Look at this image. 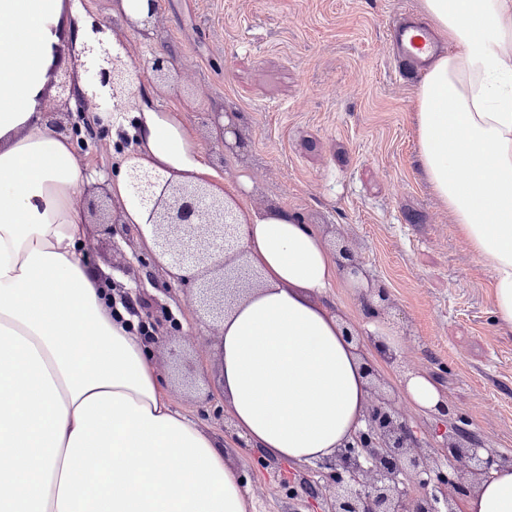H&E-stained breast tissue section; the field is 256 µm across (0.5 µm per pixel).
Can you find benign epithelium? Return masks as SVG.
Wrapping results in <instances>:
<instances>
[{
	"label": "benign epithelium",
	"mask_w": 512,
	"mask_h": 512,
	"mask_svg": "<svg viewBox=\"0 0 512 512\" xmlns=\"http://www.w3.org/2000/svg\"><path fill=\"white\" fill-rule=\"evenodd\" d=\"M90 64L84 68L89 91L78 98L77 116L71 115L70 98H50L44 112L58 135L74 133V121L82 124L86 137L101 152H109L107 142L97 138L98 114L118 110L134 95L139 74L133 50L121 44V51L108 47H85ZM151 71L157 87L170 80L192 81V71L182 61L154 59ZM231 124L224 125V119ZM234 115L215 112L211 117L208 143L224 148V129L238 133ZM143 180L149 197L138 204L149 213L157 251L168 254L172 265H190L197 271L198 294L191 305L224 321V298L237 291L239 284L253 279L243 261L239 245L238 218L224 200L198 183L173 184L162 176L134 170L129 181ZM224 256L218 261L216 257ZM340 266L353 275L365 273L354 252L339 249ZM512 462V457L481 453L477 438L458 425L448 430V443L442 448L421 442L414 435L407 414L382 394L372 392L365 413V426L331 459L320 462L327 470L326 481L316 496L326 512H457L456 504L475 488L458 475L463 467L475 478L489 474L495 466ZM448 472H443V464Z\"/></svg>",
	"instance_id": "obj_1"
}]
</instances>
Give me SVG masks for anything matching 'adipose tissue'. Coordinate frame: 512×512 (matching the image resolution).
Returning a JSON list of instances; mask_svg holds the SVG:
<instances>
[{"label":"adipose tissue","mask_w":512,"mask_h":512,"mask_svg":"<svg viewBox=\"0 0 512 512\" xmlns=\"http://www.w3.org/2000/svg\"><path fill=\"white\" fill-rule=\"evenodd\" d=\"M420 13L451 50L415 89L419 161L512 331V0H420ZM99 39L115 48L123 35H96L82 0H0V512H249L221 442L173 408L81 246L86 175L43 104L52 68ZM153 98L138 97L137 151L111 184L122 220L151 238L133 168L210 182L232 204L259 279L224 311L226 411L251 448L331 457L363 426L371 391L349 326L316 297L359 283L294 211L224 188L194 129ZM465 512H512V465L483 478Z\"/></svg>","instance_id":"1"}]
</instances>
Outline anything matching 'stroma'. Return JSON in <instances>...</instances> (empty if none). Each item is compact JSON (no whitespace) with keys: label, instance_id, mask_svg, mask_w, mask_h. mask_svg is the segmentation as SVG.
<instances>
[{"label":"stroma","instance_id":"35a3bbf8","mask_svg":"<svg viewBox=\"0 0 512 512\" xmlns=\"http://www.w3.org/2000/svg\"><path fill=\"white\" fill-rule=\"evenodd\" d=\"M418 0H158L161 30L145 39L127 29L143 74L157 55L191 62L194 83L156 96L158 111L179 115L201 138L206 164L225 184L248 180L256 204L275 199L311 224L330 246L346 244L369 280L386 291L384 315L402 338L396 363H382L381 391L404 371L431 376L461 427L482 447L512 457V332L492 308L489 269L463 246L417 163L413 89L400 78L387 35L390 18ZM240 118L243 160L218 157L204 138L215 112ZM110 141L77 154L100 183H111L132 140L109 120ZM84 249L97 271L135 284L157 334L154 362L173 405L210 434L223 435L224 395L217 347L189 306L196 277L173 280L132 224H87ZM253 512H323L321 499L292 487L324 476L313 463L284 462L273 473L250 449L225 437Z\"/></svg>","mask_w":512,"mask_h":512}]
</instances>
